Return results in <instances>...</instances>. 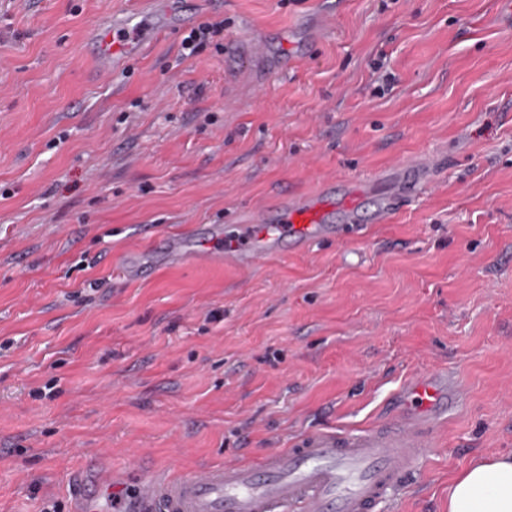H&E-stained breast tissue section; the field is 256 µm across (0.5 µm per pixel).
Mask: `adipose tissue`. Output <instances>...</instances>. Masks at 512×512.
I'll use <instances>...</instances> for the list:
<instances>
[{
  "instance_id": "adipose-tissue-1",
  "label": "adipose tissue",
  "mask_w": 512,
  "mask_h": 512,
  "mask_svg": "<svg viewBox=\"0 0 512 512\" xmlns=\"http://www.w3.org/2000/svg\"><path fill=\"white\" fill-rule=\"evenodd\" d=\"M448 512H512V452L462 471L450 488Z\"/></svg>"
}]
</instances>
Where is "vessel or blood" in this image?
Segmentation results:
<instances>
[{"instance_id":"1","label":"vessel or blood","mask_w":512,"mask_h":512,"mask_svg":"<svg viewBox=\"0 0 512 512\" xmlns=\"http://www.w3.org/2000/svg\"><path fill=\"white\" fill-rule=\"evenodd\" d=\"M193 20L176 0H144L129 12L113 13L86 39L100 74L119 70L160 34ZM332 184L313 196L281 195L247 224L210 227L187 249L182 236L159 243L165 263L187 261L247 269L279 257L283 244L306 252L325 238L345 239L357 223L326 221ZM463 396L460 378L432 371L407 382L396 394L388 421L356 431L326 428L302 435L289 448L268 449L258 460L202 465L178 476L138 475L136 466L103 472L90 459L82 484L112 494L116 512H373L402 476L423 459L439 427Z\"/></svg>"}]
</instances>
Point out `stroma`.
<instances>
[{"label":"stroma","instance_id":"stroma-1","mask_svg":"<svg viewBox=\"0 0 512 512\" xmlns=\"http://www.w3.org/2000/svg\"><path fill=\"white\" fill-rule=\"evenodd\" d=\"M99 75L136 0H0V512H69L86 455L186 472L374 425L435 368L466 393L375 512H448L512 451V14L499 0H186ZM415 191L372 215L395 165ZM356 188L364 235L120 281L131 252L276 195ZM129 12H113L107 24L93 28L86 47L100 74L109 75L140 55L160 34L180 28L195 17L182 12L176 0H145ZM224 31L223 22H207L192 28L187 36L182 39V49L188 50L185 57H191L198 54L200 47L206 44L209 39L220 35Z\"/></svg>","mask_w":512,"mask_h":512}]
</instances>
